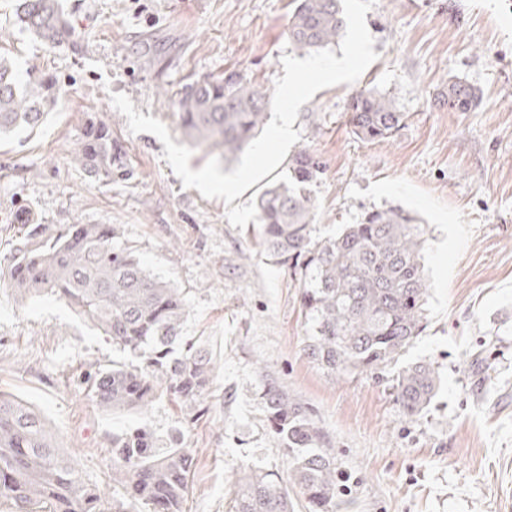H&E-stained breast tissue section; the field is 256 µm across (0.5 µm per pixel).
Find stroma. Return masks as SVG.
<instances>
[{
    "instance_id": "1",
    "label": "stroma",
    "mask_w": 512,
    "mask_h": 512,
    "mask_svg": "<svg viewBox=\"0 0 512 512\" xmlns=\"http://www.w3.org/2000/svg\"><path fill=\"white\" fill-rule=\"evenodd\" d=\"M73 37L49 47L0 0V53L53 75L60 94L42 126L0 137V256L19 219L116 224L150 272L180 288L184 340L204 341L218 375L207 413L160 396L107 413L84 374L130 361L52 297L18 301L0 286V392L28 402L83 478L103 484L115 433L148 429L156 445L191 449L183 512H231L245 472L288 477L266 418L268 382L312 411L349 490L336 512H512V0H377L367 13L377 60L355 84L315 93L295 129L326 164L313 236H336L364 209L400 205L424 221L428 326L406 352L442 383L407 419L373 374L330 378L303 347L302 285L239 229L222 200L184 188L149 133L131 134L111 93L162 121L185 144L174 100L188 83L237 71L266 91L283 77L293 0H61ZM479 88L468 112L435 102L449 79ZM390 97L404 121L365 142L345 116L355 89ZM112 129L122 169L93 181L71 152L89 120Z\"/></svg>"
}]
</instances>
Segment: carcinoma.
Listing matches in <instances>:
<instances>
[{"instance_id": "carcinoma-1", "label": "carcinoma", "mask_w": 512, "mask_h": 512, "mask_svg": "<svg viewBox=\"0 0 512 512\" xmlns=\"http://www.w3.org/2000/svg\"><path fill=\"white\" fill-rule=\"evenodd\" d=\"M20 28L45 45L70 41L72 32L58 0H19ZM346 23L341 0H295L288 37L304 52L333 46ZM55 78L32 66L19 71L0 56V134L34 130L55 106ZM480 93L459 79L448 80L437 103L450 112L476 107ZM270 96L238 72L203 77L175 100L180 126L195 147L218 151L229 164L248 145L268 116ZM351 132L367 142L390 138L404 120L386 95L371 89L351 94L346 108ZM120 153L112 131L93 123L75 143L72 162L88 175L112 180ZM326 165L302 149L286 173L256 198L261 243L303 283L301 302L310 323L303 351L331 378L376 373L386 378L405 416L415 419L431 403L440 373L423 362L400 364L427 325L429 293L422 263L424 227L400 206L372 207L335 238L316 240L312 187ZM0 266V283L28 299L51 296L70 305L85 321L141 362L112 363L85 376L92 401L107 411L148 406L166 392L202 403L216 366L203 345L187 344L178 354L186 300L179 289L150 273L114 224H66L50 229L24 224ZM267 420L288 451L291 478L251 471L238 479L233 512H294L290 488L312 512H336L339 472L336 455L304 404L271 382L264 393ZM193 457L174 443L158 448L153 435L130 428L112 435V476L122 495L107 498L84 482L59 448L40 414L0 393V505L9 512H182Z\"/></svg>"}]
</instances>
